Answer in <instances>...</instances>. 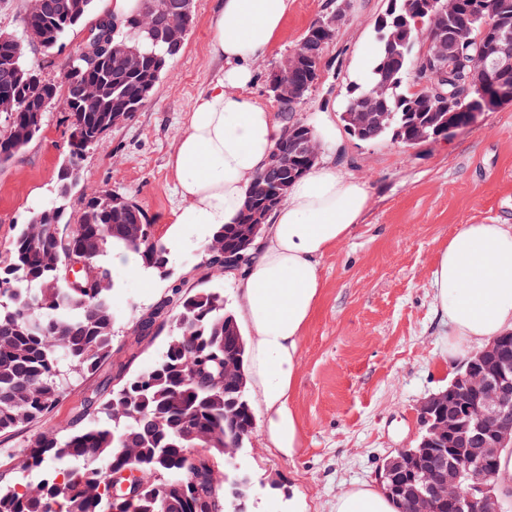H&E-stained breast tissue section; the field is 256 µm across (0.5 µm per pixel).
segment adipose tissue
<instances>
[{
	"label": "adipose tissue",
	"instance_id": "obj_1",
	"mask_svg": "<svg viewBox=\"0 0 512 512\" xmlns=\"http://www.w3.org/2000/svg\"><path fill=\"white\" fill-rule=\"evenodd\" d=\"M292 0H219L211 50L224 71L191 104L168 166L182 200L165 238L177 244L185 225L213 230L235 223L257 176L267 167L282 125L249 92L254 64L278 42ZM324 153L291 183L286 202L268 217L251 260L238 276L240 306L251 335L249 385L262 407L268 447L294 455L304 443L290 399L301 341L323 288L319 264L350 237L368 208L367 185L331 155L339 143L330 113L314 127ZM430 286L448 322V356L461 358L512 331V225L490 220L459 226L439 250ZM330 512H401L376 484L337 494Z\"/></svg>",
	"mask_w": 512,
	"mask_h": 512
}]
</instances>
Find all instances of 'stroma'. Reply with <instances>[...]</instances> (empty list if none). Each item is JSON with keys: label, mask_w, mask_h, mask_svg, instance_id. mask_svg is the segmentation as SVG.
Returning a JSON list of instances; mask_svg holds the SVG:
<instances>
[{"label": "stroma", "mask_w": 512, "mask_h": 512, "mask_svg": "<svg viewBox=\"0 0 512 512\" xmlns=\"http://www.w3.org/2000/svg\"><path fill=\"white\" fill-rule=\"evenodd\" d=\"M218 0H195V24L182 53L134 117L91 147L72 190L80 196L108 189L132 196L163 236L174 202V177L167 165L185 112L220 73L223 63L210 49L211 20ZM387 0H350L328 54L339 59L302 104L299 115L341 114L350 82L365 72L356 66L358 48L374 40V25ZM330 0H293L284 32L255 66L251 93L273 105L268 74L290 53L316 20L329 17ZM88 26L71 32L62 49L28 50L26 58L43 78L59 81L70 55L85 41ZM344 145L338 164L366 182L370 203L357 231L320 261L322 296L301 345V370L291 404L304 428V445L287 457L267 447L254 427L233 470L245 474L252 491L246 512H330L338 492L371 482L394 449L415 446L420 432L417 404L447 388L457 371L448 361V325L439 314L429 282L434 260L463 224L494 219L512 224V102L484 112L448 140L408 147L390 139L358 140L340 129ZM70 128L61 108L47 112L41 133L11 162L0 165V261L19 225L52 197L67 154ZM204 237L186 226L172 249L174 277L196 285L191 271L201 260ZM112 305L120 323L116 356L134 343L135 309L149 307L164 281L112 265ZM114 375L111 361L70 385L47 417L11 438L21 447L27 435L68 427L85 399L106 396Z\"/></svg>", "instance_id": "1"}]
</instances>
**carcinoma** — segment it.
Returning <instances> with one entry per match:
<instances>
[{"instance_id": "cac0c4a2", "label": "carcinoma", "mask_w": 512, "mask_h": 512, "mask_svg": "<svg viewBox=\"0 0 512 512\" xmlns=\"http://www.w3.org/2000/svg\"><path fill=\"white\" fill-rule=\"evenodd\" d=\"M41 12L25 11L21 28L38 32L42 44L54 49L93 11L94 0H44ZM181 0H159V24L175 23L191 31L192 11ZM374 27L377 56L363 83L347 89L343 111L364 114L360 139L390 138L416 145L420 129L459 123L467 105L479 96L472 86L468 98L453 109L441 106L434 95L407 87L422 58L416 54L421 37L448 46L481 37L482 45L512 56V0H485L478 17L470 0H436L438 31H428V17L416 24L430 0H393ZM108 27L109 37L98 47V61L77 55L54 84L27 79L30 71L24 47L15 36L0 34V58L14 57L16 69L0 65V98L30 105L16 113L0 132V165L10 162L41 131L45 113L33 112L59 88L73 80L97 84L96 106L87 107L72 87L60 103L76 130L77 144L69 147L66 166L59 171L53 202L34 212L19 226L0 265V438L8 440L54 411L65 386L90 374L112 351L119 318L112 309L108 257L127 250L138 258L139 271L167 282L165 308L153 313L167 330L165 351L147 372L123 377L115 394L89 398L76 423L52 434L31 436L24 449L6 451L0 465V512H216L224 490L233 479L220 475L215 460L224 456V440L247 441L255 427L247 389L231 378L224 386L194 379L202 364L234 360L236 373L246 372L244 337L224 303V293L211 288L188 292L171 279L170 246L155 236L153 224L130 196L112 200L102 190L82 194L76 213L66 202L73 186L69 167L79 165L84 153L101 141L105 115L123 111L134 115L148 101L144 88L156 86L174 56L151 38L152 18L136 17L114 25L105 16L95 18L91 37ZM336 28L330 20L312 23L294 53L298 66L288 72V86L302 96L283 98L279 116L284 135L277 149L288 154L286 168L258 177L249 191L240 217L265 198L288 193L297 176L309 172L303 146L313 138L308 125L297 118L300 107L319 82V73ZM135 44L141 53L134 70L123 64L125 47ZM369 112L391 114L387 127L370 125ZM240 225L225 224L205 247L199 267L209 278L224 273V264L211 255L240 259ZM84 258L88 271L81 287L68 281L72 258ZM205 446L195 457L188 449ZM135 470L141 486L134 500L112 495V473ZM41 474L32 484L29 475Z\"/></svg>"}]
</instances>
